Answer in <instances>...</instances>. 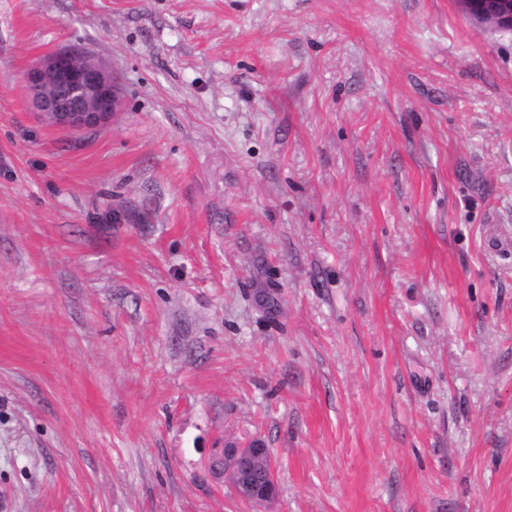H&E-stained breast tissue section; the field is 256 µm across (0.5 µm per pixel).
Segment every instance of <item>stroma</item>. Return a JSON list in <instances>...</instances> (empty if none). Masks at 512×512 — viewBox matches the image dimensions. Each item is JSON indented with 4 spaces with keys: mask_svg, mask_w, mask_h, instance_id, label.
I'll list each match as a JSON object with an SVG mask.
<instances>
[{
    "mask_svg": "<svg viewBox=\"0 0 512 512\" xmlns=\"http://www.w3.org/2000/svg\"><path fill=\"white\" fill-rule=\"evenodd\" d=\"M68 46L102 129L24 98ZM254 439L261 506L209 471ZM0 512H512V31L0 0ZM22 89L45 122L71 131L105 126L119 108L111 71L78 48L41 56L25 74Z\"/></svg>",
    "mask_w": 512,
    "mask_h": 512,
    "instance_id": "35a3bbf8",
    "label": "stroma"
}]
</instances>
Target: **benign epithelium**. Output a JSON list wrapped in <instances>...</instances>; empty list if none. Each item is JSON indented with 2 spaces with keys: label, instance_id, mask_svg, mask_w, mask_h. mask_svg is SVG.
<instances>
[{
  "label": "benign epithelium",
  "instance_id": "7a95c632",
  "mask_svg": "<svg viewBox=\"0 0 512 512\" xmlns=\"http://www.w3.org/2000/svg\"><path fill=\"white\" fill-rule=\"evenodd\" d=\"M467 12L495 28L512 29V0H462ZM22 89L30 107L50 125L86 131L107 125L119 108L112 72L78 48L41 56L27 71ZM224 473L237 497L252 504L274 499V465L264 444L224 443Z\"/></svg>",
  "mask_w": 512,
  "mask_h": 512
}]
</instances>
